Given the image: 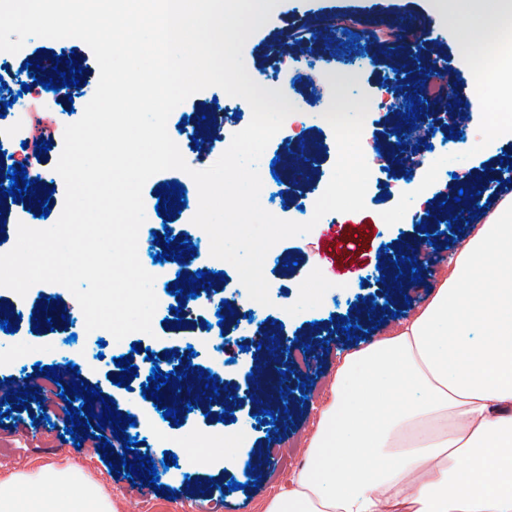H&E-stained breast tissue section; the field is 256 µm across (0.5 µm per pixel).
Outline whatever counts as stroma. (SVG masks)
Here are the masks:
<instances>
[{
  "mask_svg": "<svg viewBox=\"0 0 512 512\" xmlns=\"http://www.w3.org/2000/svg\"><path fill=\"white\" fill-rule=\"evenodd\" d=\"M434 12V0H277L269 21L248 38L242 52L249 74L262 76L269 86L282 87L296 108L257 165L264 186L260 203L265 210L285 220L301 221L304 191L288 196L268 191L275 183L272 160L284 155L290 144L313 139L319 145V171H332L336 141L332 128L322 122V112L339 98L360 101L380 96L392 73H400L415 83L428 69L443 74L448 95L462 98L468 104L457 137L483 134L498 103L492 97L482 103L476 101L475 79L479 72L489 69L483 46L494 41L496 35L485 27L482 13L472 8L468 0H457L453 15L444 21L434 22ZM397 18L434 24V33L423 49H416L400 38L392 26ZM315 26L324 27L326 39L334 45L329 58L311 55L305 36ZM297 30L303 39L293 44L285 57L267 56L257 47L259 39L272 43L283 33ZM62 53L68 54L72 63L82 65L90 49L75 38L33 37L17 53L0 51V102L12 100L14 93L19 92L16 76L24 64ZM86 105L83 98L35 99L24 111L10 108L0 115V124L21 122L34 138L39 137L42 128L53 129L51 146L42 155L47 179L41 187L52 194L51 212L39 220L42 228L52 227L62 213L65 184L55 166L63 149L66 125L77 122ZM207 112L223 113L224 132L198 129L200 115ZM406 114V103L401 99L367 113L366 136L361 143L366 160L378 159L392 119L405 118ZM251 118L247 101H235L222 89L209 87L177 106L168 119L167 129L186 163H193L203 151L209 152L215 161L224 152L225 132L241 131ZM414 143L419 166L411 174L393 170L374 181L368 188L364 210L352 215L341 213L334 219L323 217L309 233L279 242L278 263L264 269L272 300L266 311L267 322L302 340L334 328L337 321L347 316L358 296L377 291L378 257L387 252L392 242L416 238L424 216L458 190H470L474 175L512 167V131L508 130L487 139L476 151L443 150L436 137L421 136ZM170 181L183 186L187 200H197V186L187 173L170 169L153 175L143 188L145 221L140 236L162 232V218L155 209L156 191L160 184ZM352 225L365 229L364 247L353 256L356 271L348 275L334 273L326 257L328 247ZM474 229L470 223L459 227L452 238L439 239L436 254L427 258L433 278L405 288L411 310L420 309L430 300L438 284L437 276L446 265V254L456 251ZM323 280L328 281V288H320ZM49 296L56 298L58 308L75 306V297L59 284L39 283L23 296L12 291L0 294V318L11 311L23 313L22 318L12 319V332L0 335V406L9 412L8 419L0 421V481L17 471L33 473L52 465L81 474L113 503L117 512H184L188 505L193 512H213L217 503L222 506L221 512H267L272 498L296 471L299 457L294 454L271 466L263 463L268 451L267 429L250 413L254 401L250 388L253 327L243 324L233 332L234 362L220 369L210 363L207 351L208 343L218 334L212 312H197L193 325L180 329L168 322L167 311L158 310L152 319L151 333L133 332L118 340L107 330L90 332L82 324L71 326L57 320L50 325H34L33 311L39 310ZM99 342L104 348L102 358L97 359L88 348ZM147 349L153 352L161 370H168V357L174 354L190 359L196 371L216 376L224 387L235 392L236 408L223 415L197 409L161 421L159 429L146 428L143 419L155 414L153 400L141 391L146 374L125 377L126 383L121 387L113 385L112 380L123 377L116 365L119 356L129 355L138 362ZM73 361L81 365L74 375L67 371ZM41 365L56 366L60 381L55 393L43 391L45 378L37 373ZM338 365L337 349L330 346L321 354L316 375L299 372L300 381L306 384V402L281 433L295 447H303L314 432L319 412L330 398ZM76 381L89 387L99 386L103 396L113 399L118 411L138 419V426L127 428L126 433L138 438V452L151 456L158 464V483H134L127 475L113 472V465L120 462L122 442L112 438L106 449L91 443V436L98 434L99 428L90 421L87 412L79 414L83 423L78 430L82 444L64 441V429L70 421L62 413L67 402L61 394ZM10 389L37 393L39 399L25 405L5 400ZM188 441L202 445L204 463L190 461L183 450ZM168 454L176 455L177 463L166 468L162 462ZM249 459L258 464V477L254 480L242 470ZM232 480L238 482V490H229Z\"/></svg>",
  "mask_w": 512,
  "mask_h": 512,
  "instance_id": "stroma-1",
  "label": "stroma"
}]
</instances>
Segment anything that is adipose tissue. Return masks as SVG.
Here are the masks:
<instances>
[{
    "mask_svg": "<svg viewBox=\"0 0 512 512\" xmlns=\"http://www.w3.org/2000/svg\"><path fill=\"white\" fill-rule=\"evenodd\" d=\"M0 512H112L75 472L0 482ZM267 512H512V195L430 301L344 355L290 488Z\"/></svg>",
    "mask_w": 512,
    "mask_h": 512,
    "instance_id": "obj_1",
    "label": "adipose tissue"
}]
</instances>
